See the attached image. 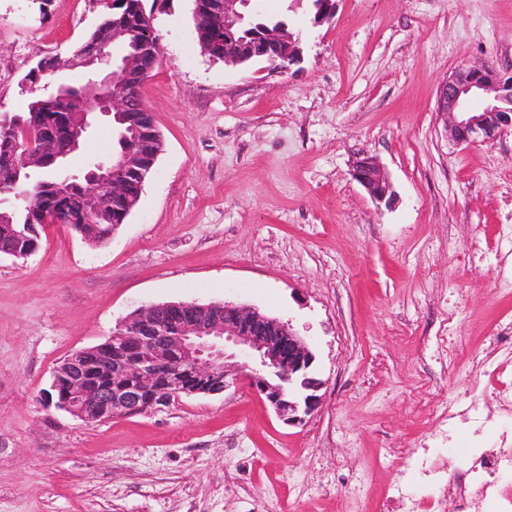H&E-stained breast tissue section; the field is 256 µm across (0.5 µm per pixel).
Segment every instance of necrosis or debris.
Returning <instances> with one entry per match:
<instances>
[{"mask_svg":"<svg viewBox=\"0 0 512 512\" xmlns=\"http://www.w3.org/2000/svg\"><path fill=\"white\" fill-rule=\"evenodd\" d=\"M493 405L450 402L439 441L407 451L405 465L375 512H445L448 458L457 460V512H512V371L487 374Z\"/></svg>","mask_w":512,"mask_h":512,"instance_id":"4bbe7bcc","label":"necrosis or debris"}]
</instances>
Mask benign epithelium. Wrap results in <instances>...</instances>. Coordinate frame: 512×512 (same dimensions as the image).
<instances>
[{"instance_id": "1", "label": "benign epithelium", "mask_w": 512, "mask_h": 512, "mask_svg": "<svg viewBox=\"0 0 512 512\" xmlns=\"http://www.w3.org/2000/svg\"><path fill=\"white\" fill-rule=\"evenodd\" d=\"M250 0H211L208 15L196 22L209 31L224 34V49L211 57L241 65L258 59L280 72L298 60L299 40L288 25L268 28L263 38L249 42L241 30L249 20ZM160 40H143L139 49L118 58L108 52L87 54L79 64L93 79L81 87L63 80L59 71L44 86L54 97L70 103L67 137L74 141L91 126L106 119L122 127V150L112 159L93 164L81 175L66 176L59 185L55 223L92 224L95 215L108 210L124 223L133 212L127 179L145 182L161 153L162 135L153 113L140 96L160 57ZM116 84L124 91L103 97L99 90ZM436 111L444 119L450 138L460 145L488 144L512 127V75L504 78L490 66H465L455 70L438 87ZM61 131L50 124L36 137L6 141L0 145V196L15 194L14 174L22 168L60 169L67 155L60 149ZM352 177L376 201L391 194L390 183L376 159L364 156L353 166ZM187 363L204 381H217L209 390L220 394L245 378L273 406L288 425L306 422L318 408L317 391L322 381L315 376V355L290 322L259 309L232 302H168L141 307L121 324L112 349L93 346L71 354L56 369L49 397L67 380L57 408L87 424L116 417L160 411L175 391L164 396L158 380L172 374L171 355ZM94 374L110 386L91 390L87 376Z\"/></svg>"}]
</instances>
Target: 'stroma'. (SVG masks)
I'll return each instance as SVG.
<instances>
[{
    "label": "stroma",
    "instance_id": "stroma-1",
    "mask_svg": "<svg viewBox=\"0 0 512 512\" xmlns=\"http://www.w3.org/2000/svg\"><path fill=\"white\" fill-rule=\"evenodd\" d=\"M153 10L161 55L141 96L164 138L138 207L104 245L46 225L0 254V512H346L392 484L454 400L490 404L477 365L512 323V129L458 145L436 112L464 64L512 75V0H263L303 54L285 71L212 60L194 0ZM101 0H0V112L67 56ZM374 157L395 192L353 179ZM233 301L291 321L316 355L320 404L284 424L247 382L88 425L47 400L72 353L134 310ZM458 336L450 354L441 337Z\"/></svg>",
    "mask_w": 512,
    "mask_h": 512
}]
</instances>
